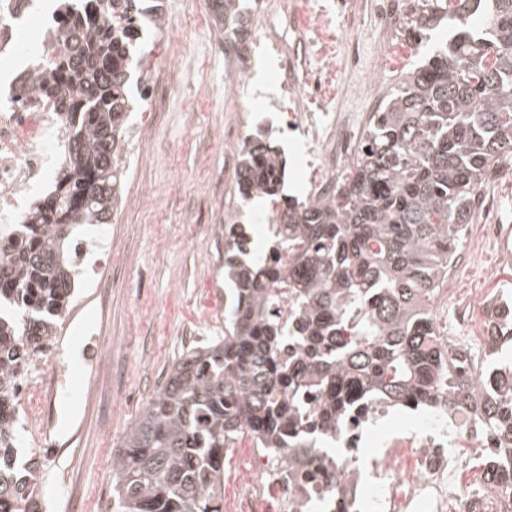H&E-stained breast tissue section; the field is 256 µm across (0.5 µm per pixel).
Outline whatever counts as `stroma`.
<instances>
[{
  "label": "stroma",
  "mask_w": 512,
  "mask_h": 512,
  "mask_svg": "<svg viewBox=\"0 0 512 512\" xmlns=\"http://www.w3.org/2000/svg\"><path fill=\"white\" fill-rule=\"evenodd\" d=\"M378 0H353L349 19H333L330 43L312 24L333 0H241L253 36L246 47L249 70L241 81L228 73L213 49L214 34L198 25L208 0H160L158 25L143 38L159 52L162 27L195 25L188 42L171 46L179 59L172 87L156 122L143 111L154 106L150 80L132 71L130 93L141 134L133 171L122 189V205L111 217L112 273L101 287L80 289L61 322L59 335L76 370L71 395L48 409L57 425L52 446L35 451L43 512H112V452L148 400L162 386L176 357L189 346L224 333V227L245 224L252 246L269 250L271 197L240 202L231 175L239 143L226 142L242 109L251 128L270 132L286 163L282 195L306 199L315 156L306 133L288 131L275 103L281 88L279 51L295 53L299 69L322 56V98L331 112H356L359 92L376 86L390 93L403 75L424 63L448 40L447 24L421 38L399 24L397 37L408 53L378 74L344 69L339 45L353 38L365 51L377 49L382 32ZM471 259L452 272L432 307L434 321L448 335L459 328L454 312L477 296L512 298V253L487 233L486 220L470 225ZM95 321L102 338L92 351L79 330Z\"/></svg>",
  "instance_id": "1"
}]
</instances>
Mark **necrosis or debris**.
<instances>
[{"label":"necrosis or debris","instance_id":"1","mask_svg":"<svg viewBox=\"0 0 512 512\" xmlns=\"http://www.w3.org/2000/svg\"><path fill=\"white\" fill-rule=\"evenodd\" d=\"M407 0H381L379 4L383 46L374 56L348 49L346 60L353 72L385 69L392 60L395 22L405 12ZM29 0H0V64L18 55L30 63L17 72L0 96V237L11 239L21 223L27 200L54 171L67 141L64 123L55 98L44 96L40 84L49 75L63 47L64 32L48 23L27 30L21 20L29 12ZM322 99L294 113L295 124L311 137L328 179L318 191L330 194L332 177L358 152L361 119L351 114L327 117ZM112 267V244L108 235L97 233L78 242L74 268L82 287L95 288L102 271ZM487 309L477 300L473 312L458 314L462 343L470 345L474 366L473 382H481L484 352L495 347L492 337L479 335L476 327ZM34 377L20 389L19 411L26 428L47 438L54 428L42 402L47 395L68 389L70 365L58 345L35 358ZM512 446V440L479 430L469 413L434 414L423 419L410 433H398L374 449L367 469H358L351 456L325 459L350 512H512V482L488 485L485 458ZM242 495L233 512H255L253 503L265 499L267 512H326L329 496L314 491L305 474L289 467L283 456L261 454L259 466L247 470L241 482Z\"/></svg>","mask_w":512,"mask_h":512}]
</instances>
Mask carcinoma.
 I'll list each match as a JSON object with an SVG mask.
<instances>
[{
  "label": "carcinoma",
  "mask_w": 512,
  "mask_h": 512,
  "mask_svg": "<svg viewBox=\"0 0 512 512\" xmlns=\"http://www.w3.org/2000/svg\"><path fill=\"white\" fill-rule=\"evenodd\" d=\"M417 26L448 43L372 113L328 198L284 199L257 254L224 225V335L184 352L112 455L114 512H220L224 449L248 434L315 484L322 442L373 404L475 409L512 438V402L444 338L432 305L475 223L478 191L512 159V0H418ZM243 40L239 0H210ZM66 44L42 86L70 128L51 193L0 240V512H39L36 461L16 447L18 394L75 296L73 229L107 224L118 200L131 67L146 57L138 0H67ZM73 87L76 95H66ZM285 164L260 130L239 150L236 192L275 196ZM491 320L498 343L512 340Z\"/></svg>",
  "instance_id": "1"
}]
</instances>
